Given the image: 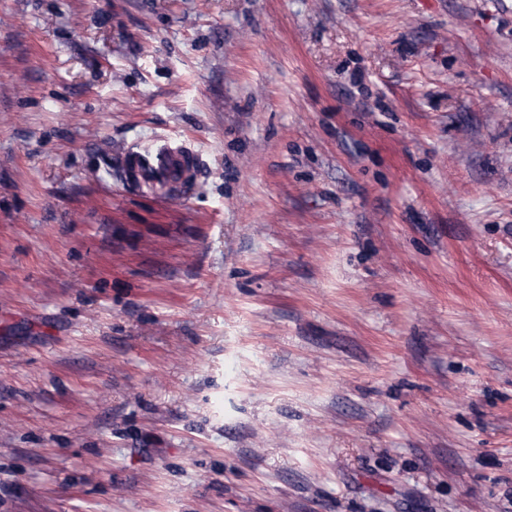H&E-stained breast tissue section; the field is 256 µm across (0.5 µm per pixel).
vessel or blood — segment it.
Masks as SVG:
<instances>
[{
    "mask_svg": "<svg viewBox=\"0 0 512 512\" xmlns=\"http://www.w3.org/2000/svg\"><path fill=\"white\" fill-rule=\"evenodd\" d=\"M193 162L191 154L167 141L144 150L133 146L126 152L130 172L147 183L174 180Z\"/></svg>",
    "mask_w": 512,
    "mask_h": 512,
    "instance_id": "b4317fda",
    "label": "vessel or blood"
}]
</instances>
